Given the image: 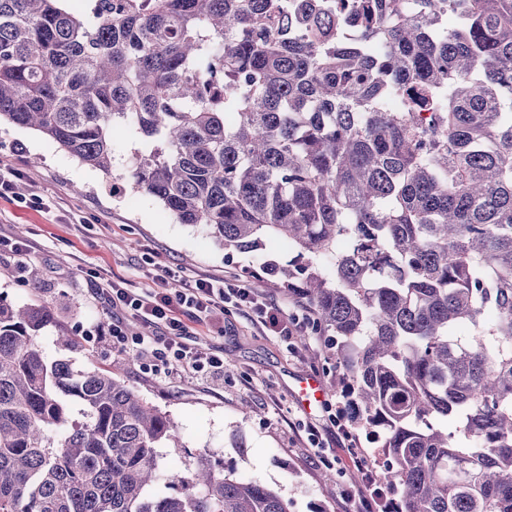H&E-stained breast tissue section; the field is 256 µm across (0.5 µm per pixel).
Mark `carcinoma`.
<instances>
[{
  "mask_svg": "<svg viewBox=\"0 0 512 512\" xmlns=\"http://www.w3.org/2000/svg\"><path fill=\"white\" fill-rule=\"evenodd\" d=\"M65 2L0 0V119L107 175L127 132L179 223L287 245L393 512H512V0ZM52 321L0 302V512H288L205 458L159 489L177 425Z\"/></svg>",
  "mask_w": 512,
  "mask_h": 512,
  "instance_id": "carcinoma-1",
  "label": "carcinoma"
}]
</instances>
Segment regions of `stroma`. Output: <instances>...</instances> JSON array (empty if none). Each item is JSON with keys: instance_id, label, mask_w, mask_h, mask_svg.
<instances>
[{"instance_id": "35a3bbf8", "label": "stroma", "mask_w": 512, "mask_h": 512, "mask_svg": "<svg viewBox=\"0 0 512 512\" xmlns=\"http://www.w3.org/2000/svg\"><path fill=\"white\" fill-rule=\"evenodd\" d=\"M132 147L129 137L113 138L107 175L34 130L0 123V164L20 173L13 194L0 197V237L29 246L22 275L17 256L0 252V302L51 304L59 293L69 295L70 307L57 310L39 342L56 358V336H76L81 347L69 354L76 368L120 361V379L170 415L179 440L159 451L161 481L193 470L205 453L238 477L276 490L288 512H353L345 490L356 484V465L347 456L337 468L319 464L306 430L310 424L335 430V404L344 396L342 372L323 337L310 335L295 355L237 311L225 317L223 332L192 327L190 346L233 364L223 381L211 383L165 364L145 370L144 358L118 352L107 337L95 335V325L107 324L111 311L96 294L88 262L130 288L144 287L146 271L157 266L180 269L189 279L226 278L249 286L264 266L291 257L271 240L256 251L231 254L207 227L178 223L126 181ZM306 375L317 376L326 392L325 405L310 414L297 405L298 380Z\"/></svg>"}]
</instances>
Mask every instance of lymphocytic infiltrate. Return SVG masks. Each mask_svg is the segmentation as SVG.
<instances>
[{"instance_id": "obj_1", "label": "lymphocytic infiltrate", "mask_w": 512, "mask_h": 512, "mask_svg": "<svg viewBox=\"0 0 512 512\" xmlns=\"http://www.w3.org/2000/svg\"><path fill=\"white\" fill-rule=\"evenodd\" d=\"M97 285L112 310L111 322L100 332L111 338L114 348L175 364L214 382L224 373V360L215 354L201 357L186 345L190 324L206 328L223 320L225 313L243 311L253 324L290 342L312 321L307 306L297 303L288 311L274 307L231 280H188L172 295L151 286L126 288L104 277Z\"/></svg>"}]
</instances>
